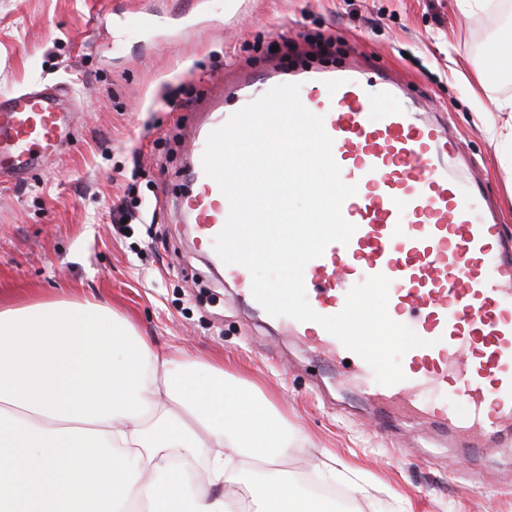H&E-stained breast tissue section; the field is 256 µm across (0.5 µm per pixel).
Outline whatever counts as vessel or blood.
<instances>
[{"mask_svg":"<svg viewBox=\"0 0 512 512\" xmlns=\"http://www.w3.org/2000/svg\"><path fill=\"white\" fill-rule=\"evenodd\" d=\"M300 99L323 116L332 154L356 195L342 206L355 225L348 244L332 243L304 269L307 300L318 314L339 313L348 291L373 275L390 281L387 312L423 339L402 358L403 381L385 386L357 360L350 378L370 396L424 407L435 421L484 434L512 427V239L484 194L456 170L460 144L439 118L424 117L396 78L364 77L357 66H311L293 77ZM271 74H241L224 94L246 106L267 91ZM67 88L0 96V178L21 181L73 130ZM194 147L196 193L187 203L196 238L213 249L229 204ZM289 332L335 358L344 345L313 321L286 318ZM441 389L466 405L422 402Z\"/></svg>","mask_w":512,"mask_h":512,"instance_id":"1","label":"vessel or blood"}]
</instances>
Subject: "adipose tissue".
Masks as SVG:
<instances>
[{
	"label": "adipose tissue",
	"instance_id": "1",
	"mask_svg": "<svg viewBox=\"0 0 512 512\" xmlns=\"http://www.w3.org/2000/svg\"><path fill=\"white\" fill-rule=\"evenodd\" d=\"M287 453V422L223 361L158 353L86 298L0 307V512H239L241 484L255 512H330Z\"/></svg>",
	"mask_w": 512,
	"mask_h": 512
}]
</instances>
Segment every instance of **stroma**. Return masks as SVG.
Listing matches in <instances>:
<instances>
[{
  "label": "stroma",
  "mask_w": 512,
  "mask_h": 512,
  "mask_svg": "<svg viewBox=\"0 0 512 512\" xmlns=\"http://www.w3.org/2000/svg\"><path fill=\"white\" fill-rule=\"evenodd\" d=\"M510 24L512 0H0V95L62 83L79 109L69 143L27 181L0 182V303L74 294L117 310L158 351L223 358L287 420L281 467L300 493L335 489L356 512H512V433L474 451L428 421L381 428L384 406L239 296L181 217L192 142L224 82L242 67L299 70L319 35L336 45L331 64L396 71L447 116L461 173L512 232V159L479 119L482 102L512 101V76L475 82ZM131 182L154 223L121 233L112 218Z\"/></svg>",
  "instance_id": "stroma-1"
}]
</instances>
